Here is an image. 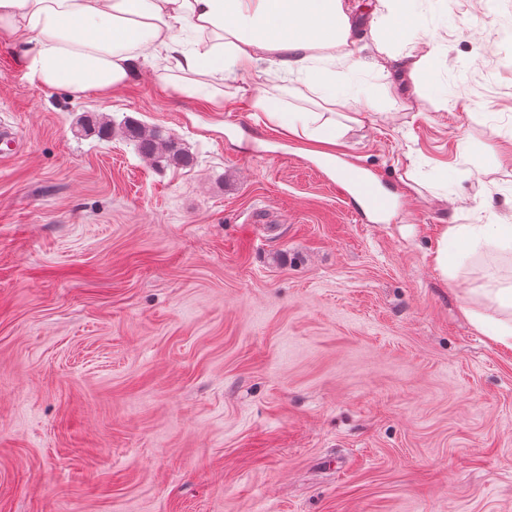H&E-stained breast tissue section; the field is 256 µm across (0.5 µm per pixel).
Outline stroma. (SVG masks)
<instances>
[{
    "label": "stroma",
    "mask_w": 512,
    "mask_h": 512,
    "mask_svg": "<svg viewBox=\"0 0 512 512\" xmlns=\"http://www.w3.org/2000/svg\"><path fill=\"white\" fill-rule=\"evenodd\" d=\"M414 9L444 47L418 90L336 75L382 220L245 106L275 75L75 98L0 37V512H512V350L462 313L498 315L512 256L433 260L512 224V0ZM127 117L192 164L100 135ZM448 236L452 248L448 251ZM482 241L493 242L512 252V224H456L445 227L439 248L434 256L437 268L448 273L449 259L477 247Z\"/></svg>",
    "instance_id": "1"
}]
</instances>
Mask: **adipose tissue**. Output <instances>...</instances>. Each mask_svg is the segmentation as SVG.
Wrapping results in <instances>:
<instances>
[{
    "mask_svg": "<svg viewBox=\"0 0 512 512\" xmlns=\"http://www.w3.org/2000/svg\"><path fill=\"white\" fill-rule=\"evenodd\" d=\"M362 14L361 0H0V34L14 40L31 80L77 97L125 87L143 61L171 59L177 90L215 104L228 74L257 71L273 55L281 82L311 76L325 109L296 112L265 90L252 97V108L288 136L333 150L340 133L332 112L349 99L330 87L337 69L359 63L364 39H372L405 91L443 50L432 40L400 55L383 40L405 19L424 32L410 0H375L366 36ZM448 236L434 256L443 272L452 255L484 241L512 251V224H457Z\"/></svg>",
    "mask_w": 512,
    "mask_h": 512,
    "instance_id": "ef3b65f1",
    "label": "adipose tissue"
}]
</instances>
